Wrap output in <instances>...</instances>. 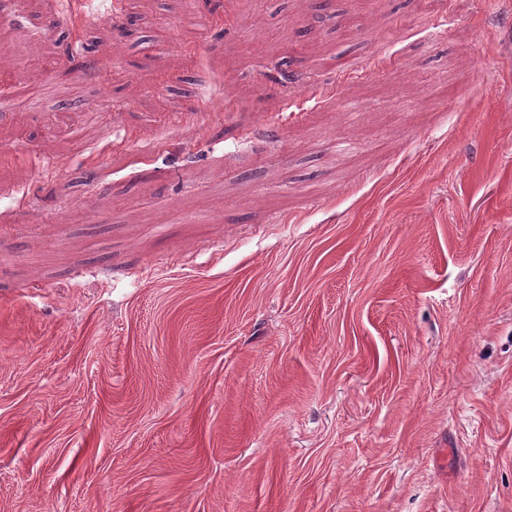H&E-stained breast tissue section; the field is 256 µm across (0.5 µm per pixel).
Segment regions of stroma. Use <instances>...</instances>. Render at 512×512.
Wrapping results in <instances>:
<instances>
[{
    "label": "stroma",
    "mask_w": 512,
    "mask_h": 512,
    "mask_svg": "<svg viewBox=\"0 0 512 512\" xmlns=\"http://www.w3.org/2000/svg\"><path fill=\"white\" fill-rule=\"evenodd\" d=\"M319 4L0 0V512H512V0Z\"/></svg>",
    "instance_id": "35a3bbf8"
}]
</instances>
